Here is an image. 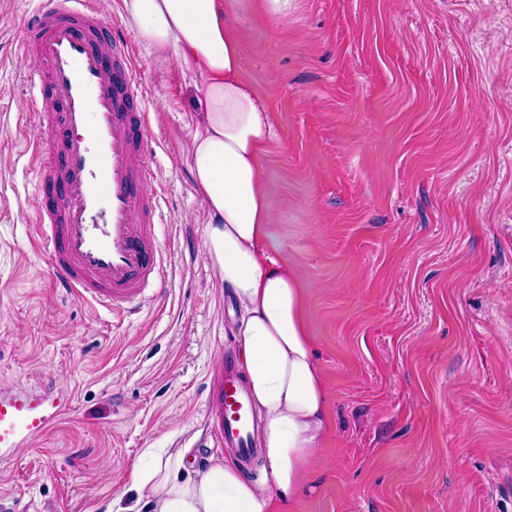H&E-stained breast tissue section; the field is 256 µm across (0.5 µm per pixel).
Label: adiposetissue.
<instances>
[{"instance_id": "1", "label": "adipose tissue", "mask_w": 512, "mask_h": 512, "mask_svg": "<svg viewBox=\"0 0 512 512\" xmlns=\"http://www.w3.org/2000/svg\"><path fill=\"white\" fill-rule=\"evenodd\" d=\"M155 52L175 51L200 110L188 167L207 221L204 252L242 311L245 381L259 416L256 476L237 460L187 465L172 448L133 476L115 512H285L304 490L330 431L329 390L304 310L305 289L272 242L261 175L276 137L265 99L242 76V47L223 0H122Z\"/></svg>"}]
</instances>
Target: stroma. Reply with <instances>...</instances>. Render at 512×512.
Listing matches in <instances>:
<instances>
[{"mask_svg": "<svg viewBox=\"0 0 512 512\" xmlns=\"http://www.w3.org/2000/svg\"><path fill=\"white\" fill-rule=\"evenodd\" d=\"M277 137L263 163L332 431L289 512H512V0H225ZM122 30L146 89L161 288L136 312L55 285L30 244L16 124L29 0H0V387L53 382L68 415L0 465L29 512H105L147 448L223 457L207 413L233 304L203 254L187 165L199 106L175 54Z\"/></svg>", "mask_w": 512, "mask_h": 512, "instance_id": "stroma-1", "label": "stroma"}]
</instances>
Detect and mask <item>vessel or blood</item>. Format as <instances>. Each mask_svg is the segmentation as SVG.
Returning <instances> with one entry per match:
<instances>
[{
	"instance_id": "obj_1",
	"label": "vessel or blood",
	"mask_w": 512,
	"mask_h": 512,
	"mask_svg": "<svg viewBox=\"0 0 512 512\" xmlns=\"http://www.w3.org/2000/svg\"><path fill=\"white\" fill-rule=\"evenodd\" d=\"M37 62L28 82L39 136L27 149L36 176L28 201L40 232L32 247L57 284L106 308L131 307L161 277L158 195L147 191L151 151L144 89L126 38L95 0H39L23 24ZM208 406L221 446L239 462L254 452V415L224 361ZM53 385L0 388V461L33 445L67 413Z\"/></svg>"
}]
</instances>
